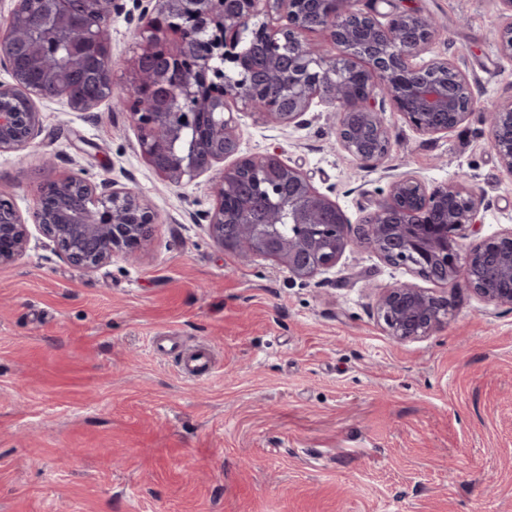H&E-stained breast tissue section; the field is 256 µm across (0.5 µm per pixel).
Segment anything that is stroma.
I'll use <instances>...</instances> for the list:
<instances>
[{"instance_id": "35a3bbf8", "label": "stroma", "mask_w": 512, "mask_h": 512, "mask_svg": "<svg viewBox=\"0 0 512 512\" xmlns=\"http://www.w3.org/2000/svg\"><path fill=\"white\" fill-rule=\"evenodd\" d=\"M379 16L414 10L437 34L420 62L445 59L478 99L512 102L500 0H359ZM112 92L128 91L141 42L113 17ZM42 133L0 152V191L31 218L44 182L78 174L134 190L157 213L149 244L95 272L33 233L0 267V512H512V308L464 283L436 286L453 314L431 335L394 341L374 304L417 282L364 248L311 279L222 248L198 217L223 168L164 180L140 152L129 113L39 101ZM393 146L375 168L337 143V116L298 124L237 114L239 153L279 151L363 223L391 182L430 186L467 173L481 224L461 249L512 227V175L481 112L426 135L380 106ZM207 344L211 374L185 378L151 340Z\"/></svg>"}]
</instances>
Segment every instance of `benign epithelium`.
<instances>
[{
  "label": "benign epithelium",
  "mask_w": 512,
  "mask_h": 512,
  "mask_svg": "<svg viewBox=\"0 0 512 512\" xmlns=\"http://www.w3.org/2000/svg\"><path fill=\"white\" fill-rule=\"evenodd\" d=\"M0 37V152L20 151L39 135L36 101L66 98L89 111L112 87L110 38L69 42L70 63L62 68L40 53L29 64L42 73L39 88L28 86L14 67L24 52L13 25L27 22V44L46 25L65 34L82 23L68 0H11ZM357 0H158V17L136 0L145 21L141 51L132 61L127 100L139 147L149 164L173 184L210 171L238 151L234 107L290 125L317 102L337 115L336 141L362 167H375L389 154L392 134L377 99H387L418 131L446 134L476 109L485 112L489 147L512 174V105L481 102L464 73L446 60L418 66L437 33L423 13L399 11L387 23L356 8ZM109 20L127 13L126 0H91ZM265 14L268 22L253 19ZM323 34L337 49L320 54L305 39ZM102 65L98 92L66 91L73 75ZM26 98V109L13 100ZM59 193H43L33 223L58 255L83 272L112 257L132 255L150 238L154 214L132 190L108 179L97 185L79 175L56 180ZM213 211L204 214L210 237L246 256L272 258L295 278L327 271L349 247L371 250L384 263L405 267L434 284L463 278L486 304L512 307V229L460 253L458 239L479 224L483 197L458 175L430 188L412 177L393 181L369 220L353 225L306 175L287 165L278 151L242 157L224 169ZM290 224L288 237L279 225ZM30 233L12 200L0 193V267L25 255ZM376 313L397 341L424 338L448 320V298L412 282H397L376 301Z\"/></svg>",
  "instance_id": "obj_1"
}]
</instances>
